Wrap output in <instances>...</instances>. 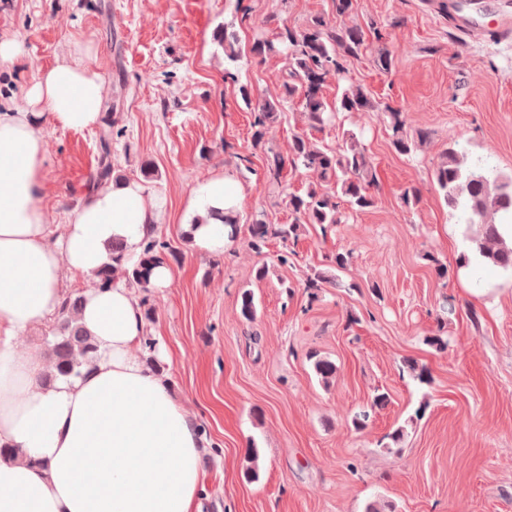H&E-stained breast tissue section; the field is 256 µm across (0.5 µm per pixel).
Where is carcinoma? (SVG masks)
Instances as JSON below:
<instances>
[{
	"instance_id": "carcinoma-1",
	"label": "carcinoma",
	"mask_w": 512,
	"mask_h": 512,
	"mask_svg": "<svg viewBox=\"0 0 512 512\" xmlns=\"http://www.w3.org/2000/svg\"><path fill=\"white\" fill-rule=\"evenodd\" d=\"M336 19L321 15L310 19L302 30L285 27L267 36H257L251 52L261 57L284 58V75L281 92L252 104L245 88H239L242 100L253 106L255 128L254 145L269 143L274 127L279 123L286 103L296 99L301 107L304 122L312 129L321 130L336 121L340 114L367 112L379 107L364 85L345 77L343 62L371 57L374 66L389 73L394 67V54L385 42L384 35L373 29V35L360 24H348L343 18L351 11L352 0H334ZM218 42L224 46V55L236 61L240 55L239 39L233 24H225L217 32ZM334 72L340 75L335 101L327 103L321 94L325 77ZM391 144L401 155L417 152L427 143L429 133L418 129L411 133L407 129L404 113L389 112ZM103 167L96 173L93 183L104 185L112 178L111 134L100 135ZM268 169L279 177L286 165L291 163L317 176L303 194L285 197L293 219L289 224H267L254 219L248 226L251 249L261 254L272 238L282 241L297 240L315 225L345 224L350 215L370 208L375 203L372 189L377 180L374 158L363 144L360 136L351 129L342 130V144L330 149L310 138L305 133L294 134L288 156L267 148ZM433 181L436 191L442 196L448 209L464 210L468 214L467 224L477 227L470 234L477 263L491 265L504 270L512 269V245L509 244L498 225L503 223L502 213L512 210V199H506L504 182L496 173L484 170L478 164L469 163L464 153L448 148L438 155L434 163ZM177 255L172 243L159 236L148 239L140 261L127 272V278L144 292L142 303L144 318L151 321L154 308L149 303V269L159 257ZM81 303L80 296H66L56 324L44 337L45 354L51 368L45 376L50 384L61 377L82 376L97 354V342L75 317ZM313 360L316 374L328 382L334 373L333 363L318 354L309 356Z\"/></svg>"
}]
</instances>
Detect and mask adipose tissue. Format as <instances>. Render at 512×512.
Returning a JSON list of instances; mask_svg holds the SVG:
<instances>
[{
    "label": "adipose tissue",
    "mask_w": 512,
    "mask_h": 512,
    "mask_svg": "<svg viewBox=\"0 0 512 512\" xmlns=\"http://www.w3.org/2000/svg\"><path fill=\"white\" fill-rule=\"evenodd\" d=\"M103 106L94 56L76 48L41 71L23 104L0 111V445L25 454L0 459V512H195L202 489L205 432L147 361L139 294L127 278L105 288L96 278L112 244L122 267L137 263L159 196L119 178L89 186L66 223L47 222L41 122L91 129ZM245 197L227 172L190 191L184 229L197 248L220 255L231 246L222 219ZM69 277L87 283L77 317L98 352L81 377L47 386L46 359L18 339L55 323Z\"/></svg>",
    "instance_id": "adipose-tissue-1"
}]
</instances>
